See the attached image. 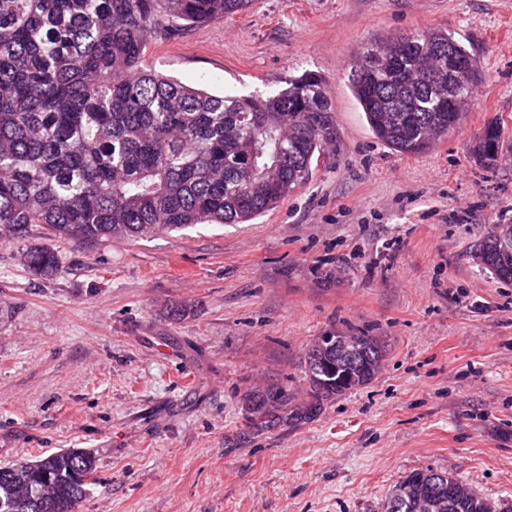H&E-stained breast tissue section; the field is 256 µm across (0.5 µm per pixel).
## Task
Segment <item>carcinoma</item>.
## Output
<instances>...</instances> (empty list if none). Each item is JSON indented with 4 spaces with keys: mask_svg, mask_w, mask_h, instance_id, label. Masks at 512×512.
Instances as JSON below:
<instances>
[{
    "mask_svg": "<svg viewBox=\"0 0 512 512\" xmlns=\"http://www.w3.org/2000/svg\"><path fill=\"white\" fill-rule=\"evenodd\" d=\"M252 0H0V243L43 224L82 242L135 239L194 224H246L304 185L336 141L324 78L306 71L275 94L214 95L144 64L149 45L249 9ZM397 55L368 41L355 57L352 91L374 135L403 155L429 151L460 125L450 109L474 98L479 63L448 30L399 36ZM504 130L485 125L472 154L495 165ZM512 224H496L472 249L478 265L512 281ZM35 273L61 271L58 254H23ZM328 331L305 353L308 403L275 384L250 393L249 425L301 422L376 376L384 346L358 331L354 359ZM96 469L70 449L0 466V512H75ZM385 512H512L453 475L416 470Z\"/></svg>",
    "mask_w": 512,
    "mask_h": 512,
    "instance_id": "1",
    "label": "carcinoma"
}]
</instances>
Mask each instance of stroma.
Here are the masks:
<instances>
[{
  "instance_id": "1",
  "label": "stroma",
  "mask_w": 512,
  "mask_h": 512,
  "mask_svg": "<svg viewBox=\"0 0 512 512\" xmlns=\"http://www.w3.org/2000/svg\"><path fill=\"white\" fill-rule=\"evenodd\" d=\"M453 33L483 81L427 153L372 133L348 75L360 45ZM150 68L215 94L268 95L319 72L333 159L249 224L75 244L34 226L0 244V465L79 448L95 479L75 512H383L433 468L512 500V281L469 251L512 224V0H254L151 44ZM55 249L40 276L28 247ZM379 337L375 378L313 419L250 428L247 394L306 399L304 356L329 330ZM504 130L497 122L485 125L472 144V154L480 165L492 167L504 147ZM25 264L35 273L51 275L61 271L58 254L47 246L35 245L26 249L23 254Z\"/></svg>"
}]
</instances>
